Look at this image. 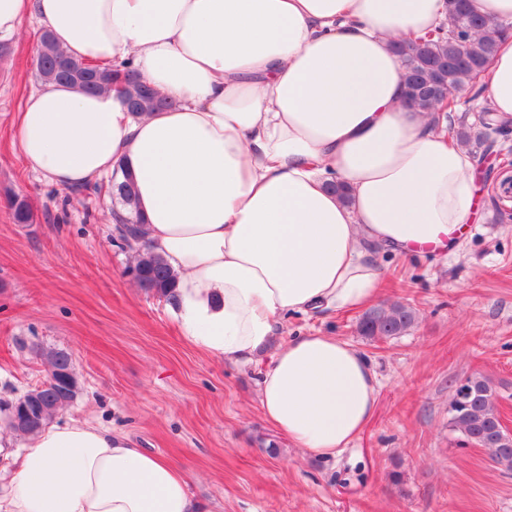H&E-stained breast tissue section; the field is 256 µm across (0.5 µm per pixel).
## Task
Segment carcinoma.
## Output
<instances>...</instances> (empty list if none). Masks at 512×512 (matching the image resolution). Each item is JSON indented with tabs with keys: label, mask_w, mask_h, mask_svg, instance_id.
<instances>
[{
	"label": "carcinoma",
	"mask_w": 512,
	"mask_h": 512,
	"mask_svg": "<svg viewBox=\"0 0 512 512\" xmlns=\"http://www.w3.org/2000/svg\"><path fill=\"white\" fill-rule=\"evenodd\" d=\"M495 52L496 39L488 31V22L472 15L464 0H449L448 28L440 27L395 46V54L405 71L406 87L412 91L414 109L431 113L453 112L456 92L479 84ZM35 61L37 76L43 82L66 83L92 93L119 88L127 100L129 111L136 115L172 105L171 100L159 95L127 66H92L66 56L47 32L37 43ZM478 123L477 128L461 124L453 136L465 147L475 144L483 148L479 154L481 158L496 146L491 134L505 140L512 135L507 121L495 118L487 107L481 109ZM114 189L124 207V212L117 213L116 230L125 242L139 245L138 259L133 266L137 284L148 293L175 301V272L145 235L138 234L137 225L142 220L136 206L132 178L122 174V180L114 184ZM11 206L16 223H30L32 213L26 201L15 197ZM416 320L417 312L413 305L395 301L367 311L361 317L358 329L367 338L397 336L411 328ZM39 354L54 371L73 367L71 354L65 350L41 349ZM464 389V398L451 402L448 427L461 435L463 445L489 449L497 466L512 471V433L502 425L492 385L484 377L472 375L466 379ZM76 395L75 387L66 389L45 383L18 398V401L24 400L42 413L38 428L30 430L16 424L14 404L5 409L6 419L13 430L27 436L35 435L52 420L55 412L70 405Z\"/></svg>",
	"instance_id": "cac0c4a2"
}]
</instances>
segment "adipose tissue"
Returning <instances> with one entry per match:
<instances>
[{"instance_id":"1","label":"adipose tissue","mask_w":512,"mask_h":512,"mask_svg":"<svg viewBox=\"0 0 512 512\" xmlns=\"http://www.w3.org/2000/svg\"><path fill=\"white\" fill-rule=\"evenodd\" d=\"M467 3L503 28L479 90L512 118V0ZM447 18V0H0V41L36 22L71 57L129 64L174 100L136 116L116 92L46 83L16 144L59 187L132 174L148 238L178 275L183 337L235 361L272 348L261 410L317 457L368 425L377 377L335 336L273 344L278 326L368 307L375 251L444 257L478 221L477 158L406 105L393 52ZM194 510L177 469L81 419L46 426L0 477V512Z\"/></svg>"}]
</instances>
